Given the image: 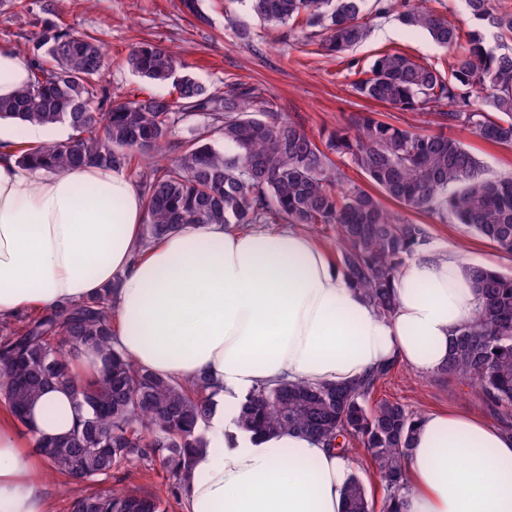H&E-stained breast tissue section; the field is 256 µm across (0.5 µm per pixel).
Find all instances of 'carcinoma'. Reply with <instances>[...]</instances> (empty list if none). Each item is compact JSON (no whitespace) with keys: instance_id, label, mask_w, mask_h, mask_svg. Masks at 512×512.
Wrapping results in <instances>:
<instances>
[{"instance_id":"1","label":"carcinoma","mask_w":512,"mask_h":512,"mask_svg":"<svg viewBox=\"0 0 512 512\" xmlns=\"http://www.w3.org/2000/svg\"><path fill=\"white\" fill-rule=\"evenodd\" d=\"M259 19L313 28L328 54L344 55L370 29L367 0H249ZM477 27L467 34L424 6L425 0H374V17L392 16L453 52L449 71L397 50L362 66L351 83L360 98L419 111L431 133L399 126L371 112L346 125L308 134L286 119L261 91L228 84L215 95L200 84L167 46L142 42L128 67L155 84L172 83L177 97L129 99L100 85L107 60L99 40L48 25L34 50L41 59L29 83L0 99V120L66 126L65 139L15 146L18 164L51 173L79 166L129 171L147 202L142 244L150 245L188 224H298L331 227L337 263L381 316L395 311L394 281L406 260L429 243V234L401 213L423 212L442 224H462L512 256V174L488 177L481 158L445 129L473 131L488 144L512 145V46L493 49L487 37L512 34V14L491 0H465ZM483 92V106L464 92ZM196 117L190 137L179 126ZM218 133L224 148L212 144ZM365 182L352 179L346 167ZM478 300L476 317L455 334L438 376L462 381L478 394L506 431H512V275L469 268ZM111 291L63 302L0 322V401L16 424L29 428L27 410L51 385L72 390L79 415L61 438L37 440L48 468L85 483L112 476L121 464L160 463L172 477L169 494L180 500L194 454L209 446L206 423L215 409L205 375L176 380L154 374L112 346ZM99 352L101 365L76 380L73 356ZM381 367L346 383L311 384L285 378L251 391L239 411L242 428L260 435L297 431L358 458L383 490L381 512H406L405 461L421 414L399 400L369 401L392 373ZM69 512H163L151 493L114 487L71 497ZM343 512H375L364 481L352 474Z\"/></svg>"}]
</instances>
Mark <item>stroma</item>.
Returning a JSON list of instances; mask_svg holds the SVG:
<instances>
[{"label":"stroma","mask_w":512,"mask_h":512,"mask_svg":"<svg viewBox=\"0 0 512 512\" xmlns=\"http://www.w3.org/2000/svg\"><path fill=\"white\" fill-rule=\"evenodd\" d=\"M200 13L192 15L181 0H0V49L30 52L44 23L63 31H77L99 39L110 68L102 83L126 98L170 96L171 85L150 83L128 69L125 60L132 45L148 40L179 53L189 71L209 92L223 93L225 84L242 82L260 89L284 116L300 120L312 134L345 123L350 115L374 112L389 122L419 126L422 116L373 103L356 96L347 69L349 58L370 62L389 50H400L437 68H446L451 53L425 34L406 29L391 18L371 22L367 39L351 56L329 55L319 35L259 20L248 0H198ZM248 26L253 45L240 43L238 26ZM482 159L488 175L512 172V146L490 145L467 129L452 131ZM414 222L426 225L430 248L462 246L470 264L512 274V256L461 224H442L424 213ZM380 399H397L413 410L481 411L471 389L460 381H441L404 366L379 386ZM113 483L163 497L165 512H183L182 502L168 497L171 481L162 466L116 471Z\"/></svg>","instance_id":"35a3bbf8"}]
</instances>
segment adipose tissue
I'll return each instance as SVG.
<instances>
[{"label":"adipose tissue","instance_id":"1","mask_svg":"<svg viewBox=\"0 0 512 512\" xmlns=\"http://www.w3.org/2000/svg\"><path fill=\"white\" fill-rule=\"evenodd\" d=\"M30 72L26 54L0 49V98L13 97ZM16 141L0 121V319L112 288L115 347L155 374L203 373L218 389L184 512H341L355 461L292 431H246L239 408L284 376L342 383L389 364L436 373L474 316L463 250L407 260L394 282L396 311L384 318L331 250L295 227L187 225L145 250L148 212L127 172L48 175L18 165ZM77 414L71 391L58 386L32 405L28 436L0 411V512H49L33 447L68 434ZM406 467L407 512H512V435L479 413H425Z\"/></svg>","mask_w":512,"mask_h":512}]
</instances>
